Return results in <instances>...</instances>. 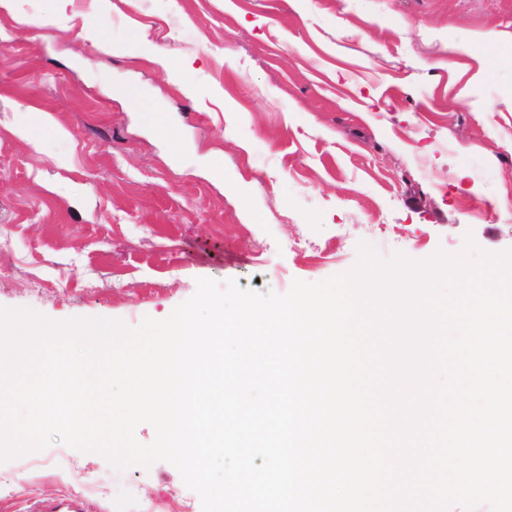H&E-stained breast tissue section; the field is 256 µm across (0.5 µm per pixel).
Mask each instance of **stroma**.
<instances>
[{"label": "stroma", "instance_id": "35a3bbf8", "mask_svg": "<svg viewBox=\"0 0 512 512\" xmlns=\"http://www.w3.org/2000/svg\"><path fill=\"white\" fill-rule=\"evenodd\" d=\"M511 54L512 0H18L0 14V307L135 327L200 278L283 294L349 271L362 240L415 261L512 249ZM0 512L202 504L168 462L55 442L0 461Z\"/></svg>", "mask_w": 512, "mask_h": 512}]
</instances>
